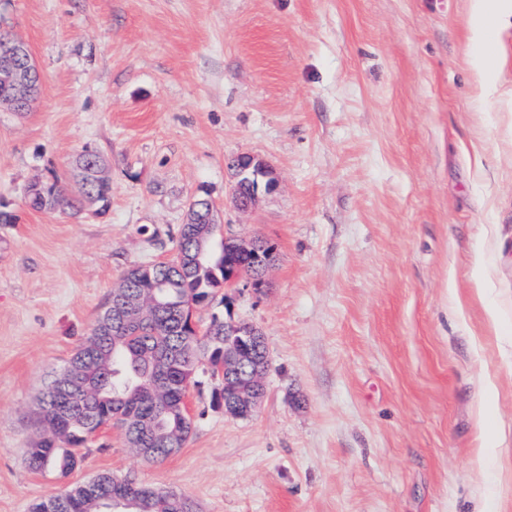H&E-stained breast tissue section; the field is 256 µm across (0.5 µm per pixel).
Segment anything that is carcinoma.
I'll return each instance as SVG.
<instances>
[{
  "instance_id": "carcinoma-1",
  "label": "carcinoma",
  "mask_w": 512,
  "mask_h": 512,
  "mask_svg": "<svg viewBox=\"0 0 512 512\" xmlns=\"http://www.w3.org/2000/svg\"><path fill=\"white\" fill-rule=\"evenodd\" d=\"M102 159L98 155H81L76 162L80 193L73 196L59 180L29 186L28 205L39 211L82 210L85 199L106 202L110 187L97 177ZM253 258L245 254L226 256L215 245L198 253L194 227L179 228L175 253L171 260L156 265L152 272L129 267L120 287L129 296L145 292L143 286L161 280L166 287L156 291L160 308L138 323L113 320V307L107 305L90 332L98 355L77 349L69 362L74 364L71 385L61 395L42 394L37 421L44 428L57 426L58 413L69 412L65 427L54 439H40L27 449L29 466L42 471L57 470L66 475L74 469L72 455L85 447L94 425L112 422L118 425L127 442L142 448L163 447L162 435L134 427L143 418H151L163 428L181 431L182 443L192 433V420L184 414V398L193 372L206 365L224 361V322L215 318L210 327L216 335L198 333L190 324V310L207 305L234 273L251 274ZM156 377L149 390L117 395L115 385L132 379L141 382ZM98 483H93V479ZM70 489L45 497L32 506V512H96V491L112 497V508L137 495L144 484L130 475L101 473ZM142 512H194L193 502L183 493L174 498L168 490L142 501Z\"/></svg>"
}]
</instances>
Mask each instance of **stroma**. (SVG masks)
I'll use <instances>...</instances> for the list:
<instances>
[{
    "instance_id": "1",
    "label": "stroma",
    "mask_w": 512,
    "mask_h": 512,
    "mask_svg": "<svg viewBox=\"0 0 512 512\" xmlns=\"http://www.w3.org/2000/svg\"><path fill=\"white\" fill-rule=\"evenodd\" d=\"M468 20V0H0L42 79L30 112L0 107V512L107 472L197 512H512V16L486 48ZM87 152L108 205L28 207L36 181L78 193ZM244 153L275 186L241 212ZM202 189L221 232L274 250L263 285L196 313L261 329L257 409L225 415L205 373L178 454L109 426L67 477L32 470L46 383ZM483 439L507 478L474 471ZM475 83L480 96H489L496 92V85L490 77L489 61L479 57L474 62Z\"/></svg>"
}]
</instances>
